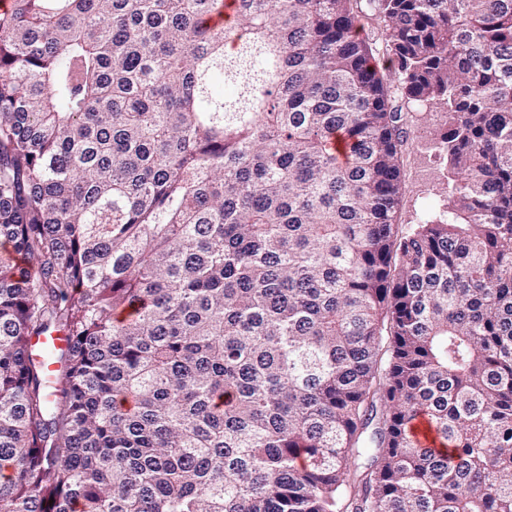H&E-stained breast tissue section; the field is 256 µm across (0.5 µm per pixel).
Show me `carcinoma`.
I'll return each mask as SVG.
<instances>
[{
  "mask_svg": "<svg viewBox=\"0 0 512 512\" xmlns=\"http://www.w3.org/2000/svg\"><path fill=\"white\" fill-rule=\"evenodd\" d=\"M0 242V512H512V0H10ZM390 94L394 104L402 106V112L410 117L409 145L403 152V188L397 213V224L406 231L424 221L431 210L446 200L448 167L433 149L435 135L444 124L440 108L426 106L401 97L397 82L392 77ZM33 344L37 353L38 360H45L47 364L46 368L49 373L55 372L57 369V364L51 363L47 357L51 351L60 349L65 346L66 341L64 338L54 333L47 336H40L39 338L35 339Z\"/></svg>",
  "mask_w": 512,
  "mask_h": 512,
  "instance_id": "carcinoma-1",
  "label": "carcinoma"
}]
</instances>
